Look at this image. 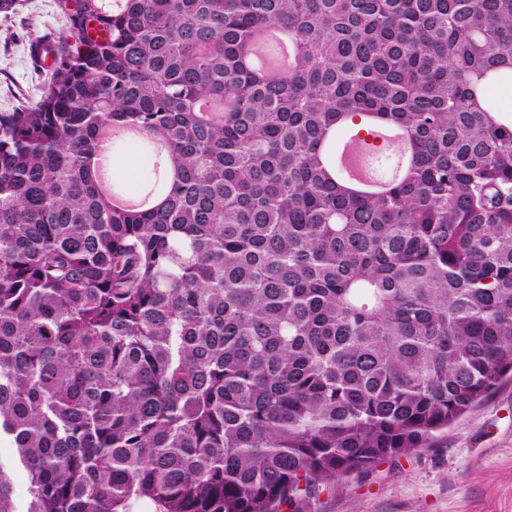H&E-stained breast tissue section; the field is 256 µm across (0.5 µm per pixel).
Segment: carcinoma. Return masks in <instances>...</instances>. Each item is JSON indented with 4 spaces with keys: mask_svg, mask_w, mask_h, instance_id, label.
<instances>
[{
    "mask_svg": "<svg viewBox=\"0 0 512 512\" xmlns=\"http://www.w3.org/2000/svg\"><path fill=\"white\" fill-rule=\"evenodd\" d=\"M71 2L79 47L0 113L26 512H297L512 373V0ZM270 28L284 72L252 65ZM357 118L404 134L380 193L329 150ZM117 128L145 206L103 187Z\"/></svg>",
    "mask_w": 512,
    "mask_h": 512,
    "instance_id": "1",
    "label": "carcinoma"
}]
</instances>
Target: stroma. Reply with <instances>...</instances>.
I'll use <instances>...</instances> for the list:
<instances>
[{"label": "stroma", "mask_w": 512, "mask_h": 512, "mask_svg": "<svg viewBox=\"0 0 512 512\" xmlns=\"http://www.w3.org/2000/svg\"><path fill=\"white\" fill-rule=\"evenodd\" d=\"M42 35L76 48L61 0H20L0 13V112L45 92L48 70L30 55ZM299 512H512V377L431 447L341 477Z\"/></svg>", "instance_id": "1"}]
</instances>
